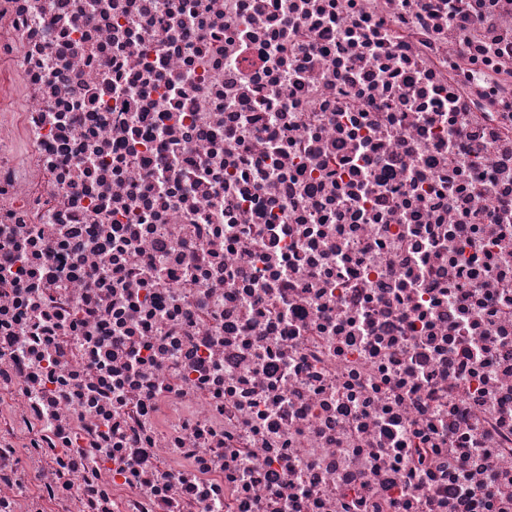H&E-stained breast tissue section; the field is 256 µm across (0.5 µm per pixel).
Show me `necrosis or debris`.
Wrapping results in <instances>:
<instances>
[{"mask_svg": "<svg viewBox=\"0 0 512 512\" xmlns=\"http://www.w3.org/2000/svg\"><path fill=\"white\" fill-rule=\"evenodd\" d=\"M0 512H512V0H0Z\"/></svg>", "mask_w": 512, "mask_h": 512, "instance_id": "4bbe7bcc", "label": "necrosis or debris"}]
</instances>
